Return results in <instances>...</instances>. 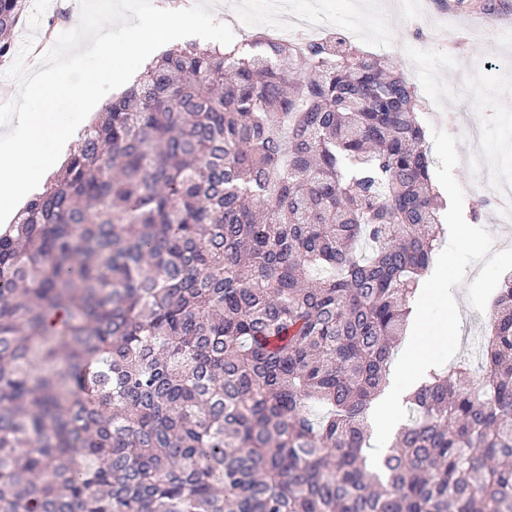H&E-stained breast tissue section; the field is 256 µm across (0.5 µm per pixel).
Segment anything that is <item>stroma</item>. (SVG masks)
Wrapping results in <instances>:
<instances>
[{
  "instance_id": "35a3bbf8",
  "label": "stroma",
  "mask_w": 512,
  "mask_h": 512,
  "mask_svg": "<svg viewBox=\"0 0 512 512\" xmlns=\"http://www.w3.org/2000/svg\"><path fill=\"white\" fill-rule=\"evenodd\" d=\"M288 11L325 14L334 34L358 18L357 44L380 55L415 87L421 100H438L439 108L424 112L425 130H445L458 137L461 161L454 174L465 190L464 204L481 203L469 161L471 131H480L487 164L512 179V0H275ZM484 12L505 17L504 26L484 29ZM479 265L466 269L463 283L453 287L460 325L455 359L444 364L452 373L458 358L479 364V346L489 329L487 313L476 311L467 296Z\"/></svg>"
}]
</instances>
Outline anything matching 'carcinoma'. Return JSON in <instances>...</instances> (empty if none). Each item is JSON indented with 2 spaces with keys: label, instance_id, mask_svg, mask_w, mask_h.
<instances>
[{
  "label": "carcinoma",
  "instance_id": "carcinoma-1",
  "mask_svg": "<svg viewBox=\"0 0 512 512\" xmlns=\"http://www.w3.org/2000/svg\"><path fill=\"white\" fill-rule=\"evenodd\" d=\"M28 0H0V62ZM421 101L336 36L187 44L0 233V512H512V275L482 373L378 467L445 234Z\"/></svg>",
  "mask_w": 512,
  "mask_h": 512
}]
</instances>
